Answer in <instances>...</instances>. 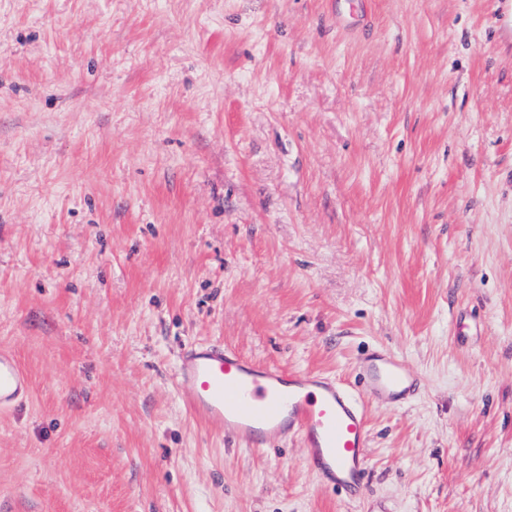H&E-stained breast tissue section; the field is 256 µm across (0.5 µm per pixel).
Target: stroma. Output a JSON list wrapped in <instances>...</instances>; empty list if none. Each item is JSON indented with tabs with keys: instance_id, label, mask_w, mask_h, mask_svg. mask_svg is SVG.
I'll return each instance as SVG.
<instances>
[{
	"instance_id": "stroma-1",
	"label": "stroma",
	"mask_w": 512,
	"mask_h": 512,
	"mask_svg": "<svg viewBox=\"0 0 512 512\" xmlns=\"http://www.w3.org/2000/svg\"><path fill=\"white\" fill-rule=\"evenodd\" d=\"M194 343L424 386L351 500ZM0 348V512H512V0H0ZM29 380L15 356L0 350V409L10 408L28 395Z\"/></svg>"
}]
</instances>
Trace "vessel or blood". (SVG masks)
I'll use <instances>...</instances> for the list:
<instances>
[{
	"mask_svg": "<svg viewBox=\"0 0 512 512\" xmlns=\"http://www.w3.org/2000/svg\"><path fill=\"white\" fill-rule=\"evenodd\" d=\"M178 377L187 411L210 431L252 448L299 437L320 484L353 499L365 491L366 402L398 405L420 386L419 376L384 347L358 358L359 396L319 372L263 365L223 344L187 347ZM28 392L15 356L0 350V408L15 406Z\"/></svg>",
	"mask_w": 512,
	"mask_h": 512,
	"instance_id": "vessel-or-blood-1",
	"label": "vessel or blood"
}]
</instances>
